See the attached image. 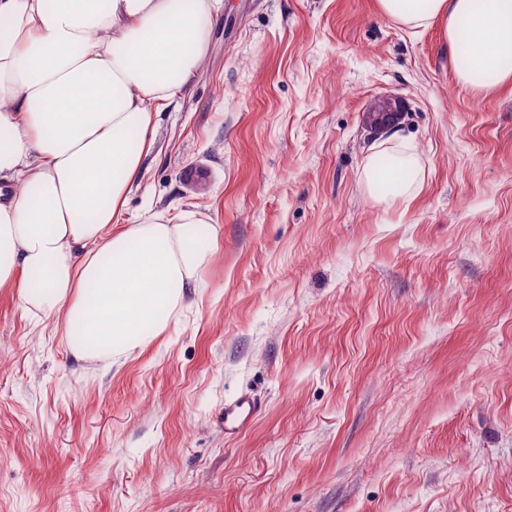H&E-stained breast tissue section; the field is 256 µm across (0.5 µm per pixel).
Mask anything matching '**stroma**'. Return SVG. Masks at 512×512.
<instances>
[{
  "mask_svg": "<svg viewBox=\"0 0 512 512\" xmlns=\"http://www.w3.org/2000/svg\"><path fill=\"white\" fill-rule=\"evenodd\" d=\"M458 66L376 0H221L126 211L204 213L202 286L109 368L0 288V512H512V84ZM388 95L406 208L362 182ZM404 102L398 97H383L374 101L367 114L370 118L369 129L375 133H388L394 130L404 117ZM255 399L242 394L224 403V436L235 438L250 425L257 411Z\"/></svg>",
  "mask_w": 512,
  "mask_h": 512,
  "instance_id": "stroma-1",
  "label": "stroma"
}]
</instances>
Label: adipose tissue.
Instances as JSON below:
<instances>
[{"instance_id": "adipose-tissue-1", "label": "adipose tissue", "mask_w": 512, "mask_h": 512, "mask_svg": "<svg viewBox=\"0 0 512 512\" xmlns=\"http://www.w3.org/2000/svg\"><path fill=\"white\" fill-rule=\"evenodd\" d=\"M215 0H0V288L63 320L75 354L118 363L165 330L215 241L203 213L125 223L155 116L209 46ZM410 29L442 21L460 83L512 81V0H377ZM370 154L367 193L409 206L422 166L398 135Z\"/></svg>"}]
</instances>
